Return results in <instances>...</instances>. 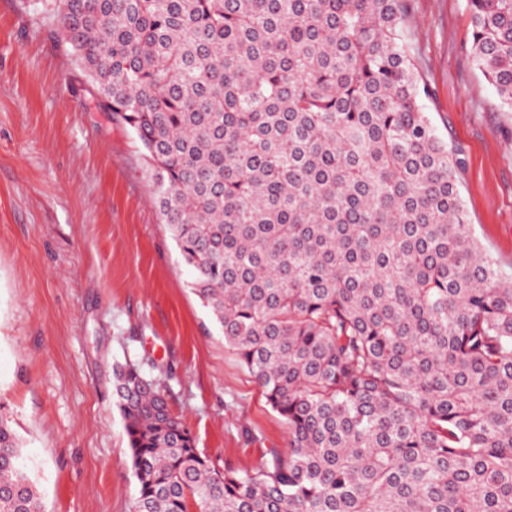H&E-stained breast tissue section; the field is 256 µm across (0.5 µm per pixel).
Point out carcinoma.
Returning a JSON list of instances; mask_svg holds the SVG:
<instances>
[{
	"label": "carcinoma",
	"instance_id": "1",
	"mask_svg": "<svg viewBox=\"0 0 512 512\" xmlns=\"http://www.w3.org/2000/svg\"><path fill=\"white\" fill-rule=\"evenodd\" d=\"M224 344L288 425L219 470L113 365L135 512H512V283L422 104L410 0H46ZM512 112V0H467ZM0 414V512H43Z\"/></svg>",
	"mask_w": 512,
	"mask_h": 512
}]
</instances>
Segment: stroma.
<instances>
[{"label":"stroma","mask_w":512,"mask_h":512,"mask_svg":"<svg viewBox=\"0 0 512 512\" xmlns=\"http://www.w3.org/2000/svg\"><path fill=\"white\" fill-rule=\"evenodd\" d=\"M410 55L460 151L471 231L512 278V112L469 56L467 0H411ZM132 130L102 112L41 0H0V403L46 512H134L112 366L162 360L216 467L254 471L288 427L224 346L152 199Z\"/></svg>","instance_id":"obj_1"}]
</instances>
